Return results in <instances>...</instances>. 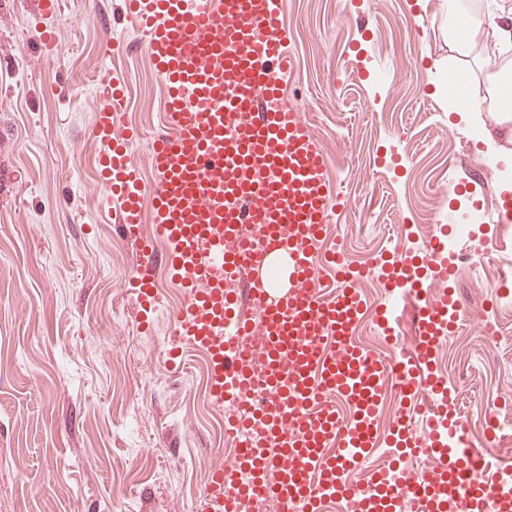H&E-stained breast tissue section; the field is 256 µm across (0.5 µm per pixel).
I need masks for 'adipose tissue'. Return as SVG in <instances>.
I'll return each instance as SVG.
<instances>
[{
  "label": "adipose tissue",
  "mask_w": 512,
  "mask_h": 512,
  "mask_svg": "<svg viewBox=\"0 0 512 512\" xmlns=\"http://www.w3.org/2000/svg\"><path fill=\"white\" fill-rule=\"evenodd\" d=\"M448 51L451 58L476 57L489 42L512 40V23L502 21L500 13L474 12L468 0H447ZM455 80L463 90L479 100L478 111L489 113L492 123L476 129L488 159L512 167V107L506 106L503 93L512 84V58L503 56L487 62L482 80H472L468 71H458Z\"/></svg>",
  "instance_id": "ef3b65f1"
}]
</instances>
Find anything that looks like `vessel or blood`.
<instances>
[{
    "mask_svg": "<svg viewBox=\"0 0 512 512\" xmlns=\"http://www.w3.org/2000/svg\"><path fill=\"white\" fill-rule=\"evenodd\" d=\"M135 44L165 83L167 128L150 146L143 182L131 161L123 88L113 65L95 84L90 134L103 148L101 206L138 247L131 286L141 308L159 302L157 261L182 290L179 345L208 361L207 391L235 407L228 427L246 440L209 477L202 512H242L248 497L280 512H512V467L474 446L434 369L454 304L458 272L438 225L424 263L433 292L416 335L393 363L352 340L371 315L391 333L387 307H367L352 276L332 296L318 288L317 257L334 200L326 154L283 85L293 72L281 0H124ZM151 198L152 228L142 201ZM163 244L164 258L155 246ZM411 252L386 273L388 288L419 287ZM258 310L257 318L244 307ZM423 398V427L405 411L391 430L390 459L366 485L350 483L382 432L378 406L389 384ZM350 406L336 412L337 399Z\"/></svg>",
    "mask_w": 512,
    "mask_h": 512,
    "instance_id": "1",
    "label": "vessel or blood"
}]
</instances>
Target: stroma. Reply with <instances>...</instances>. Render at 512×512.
Here are the masks:
<instances>
[{"label": "stroma", "instance_id": "1", "mask_svg": "<svg viewBox=\"0 0 512 512\" xmlns=\"http://www.w3.org/2000/svg\"><path fill=\"white\" fill-rule=\"evenodd\" d=\"M444 0H283L296 74L284 91L327 152V177L348 205L335 241L360 262L385 249L393 208L410 223L451 224L453 189L482 154L434 90L448 60ZM37 0H0V512H197L225 452L224 416L205 393L203 354L168 359L180 291L158 275L161 305L144 328L126 284L137 261L118 226L97 220V159L88 137V84L108 43L131 40L123 0H65L52 22V55L28 51ZM422 36L411 40V28ZM23 61V81L5 65ZM127 124L152 181L150 143L162 128L166 87L147 56L125 55ZM456 285L467 323L436 355L457 387L473 434L512 409V358L492 352L480 316L496 300L493 253Z\"/></svg>", "mask_w": 512, "mask_h": 512}]
</instances>
